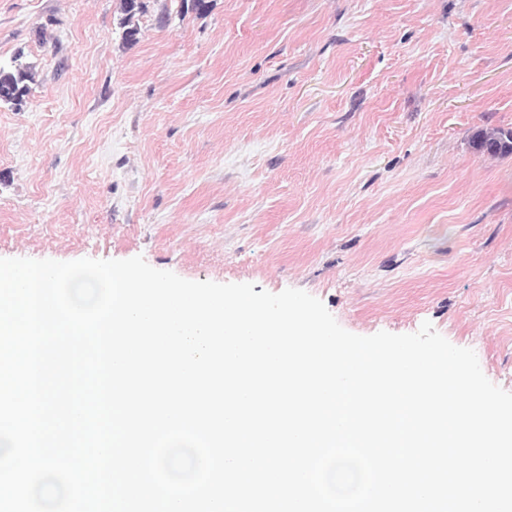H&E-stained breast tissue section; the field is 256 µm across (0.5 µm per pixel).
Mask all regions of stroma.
<instances>
[{
	"label": "stroma",
	"instance_id": "1",
	"mask_svg": "<svg viewBox=\"0 0 512 512\" xmlns=\"http://www.w3.org/2000/svg\"><path fill=\"white\" fill-rule=\"evenodd\" d=\"M0 0V259L124 260L423 322L512 392V0ZM168 17L160 25V17ZM143 9L142 0H121V10L124 18L120 22L123 28V37L126 41H135L139 30L137 27L130 25L132 18L140 13ZM27 66L14 60L10 65L0 64V104H13L19 106L27 92V81L30 79ZM472 145L476 151L491 158L512 155V130H481L474 136Z\"/></svg>",
	"mask_w": 512,
	"mask_h": 512
}]
</instances>
